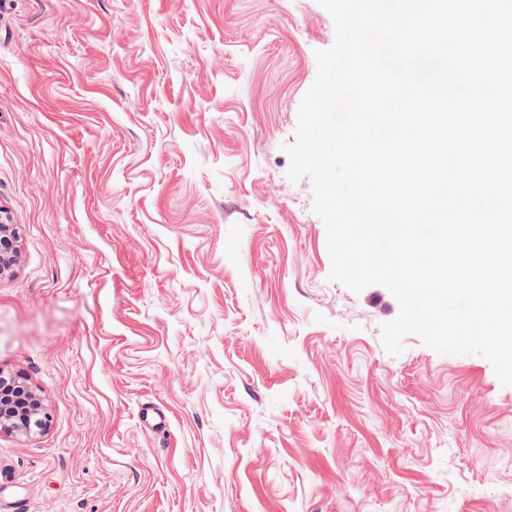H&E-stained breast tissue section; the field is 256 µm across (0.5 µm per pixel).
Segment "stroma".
<instances>
[{"label": "stroma", "instance_id": "stroma-1", "mask_svg": "<svg viewBox=\"0 0 512 512\" xmlns=\"http://www.w3.org/2000/svg\"><path fill=\"white\" fill-rule=\"evenodd\" d=\"M317 0H0V512H512V387L329 281L282 146ZM166 411L160 438L142 404ZM10 381V382H9ZM25 387L30 394L29 404L12 398L10 391ZM47 421L40 400L29 390L20 375H4L0 372V431L6 430L29 435L41 430Z\"/></svg>", "mask_w": 512, "mask_h": 512}]
</instances>
